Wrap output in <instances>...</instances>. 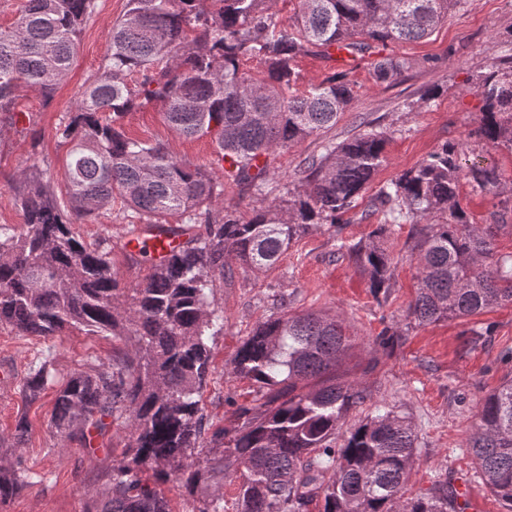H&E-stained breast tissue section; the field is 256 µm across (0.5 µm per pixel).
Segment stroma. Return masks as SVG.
Returning <instances> with one entry per match:
<instances>
[{
    "instance_id": "stroma-1",
    "label": "stroma",
    "mask_w": 512,
    "mask_h": 512,
    "mask_svg": "<svg viewBox=\"0 0 512 512\" xmlns=\"http://www.w3.org/2000/svg\"><path fill=\"white\" fill-rule=\"evenodd\" d=\"M127 0H97L85 23L72 70L51 101L34 92L21 93L17 108L27 121L0 127V224H21L25 216L14 201V178L19 169L48 164L55 184H63L64 152L54 139V128L74 107V94L100 67L109 46L112 26L126 10ZM386 54L409 60L402 81L377 83L370 60L346 66L354 98L335 126L281 152L270 179L286 184L297 178L305 161L323 153L354 133L373 127L386 132L389 141L375 179L382 186L447 142H467L462 166L474 158L497 168L500 185L495 192L460 186V201L476 224H487L492 213L505 211L507 225L495 240L499 255H512V151L470 141L482 106L476 78L487 66L512 55V0H460L447 22L429 37L388 45ZM126 132L143 140L168 144L177 158L207 166L214 158L210 137L187 140L171 130L161 109L149 105L129 114ZM366 201H359L343 224L322 225L298 239L273 268L256 272L236 264L216 303L224 312V331L212 344L211 375L203 390L202 406L208 423L221 426L233 418L237 405L251 402L249 380L229 371V362L256 325L282 312H326L339 317L354 347L338 374L357 382L369 398L350 411L354 424L381 405L396 407L418 436L415 463L404 492L427 489L433 480L448 478L466 488V512H506L489 491L467 451L474 432L479 401L512 378V304L481 315L418 324L408 315L417 286L416 264L411 256V224H395L382 239L393 257L387 296L375 295L367 278L346 257L334 251L335 236L368 241L379 222L366 216ZM132 213L122 201L111 211L76 225L83 240L112 238V265L123 286L135 287L149 266L131 258L123 241L134 226ZM397 330L393 349L379 347L375 339L384 328ZM118 343L67 329L43 340L23 337L0 327V372L9 376L0 385V435L12 436L19 420L28 434L17 448L0 447V466H23L29 485L19 495L0 501V512H85L90 496L105 493L112 458L119 455L129 431L123 422L109 428L101 448H87L62 440L52 424L53 391L35 401H25L19 387L28 368L42 354H50L60 377L77 371L105 367Z\"/></svg>"
}]
</instances>
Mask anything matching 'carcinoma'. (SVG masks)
<instances>
[{"label":"carcinoma","mask_w":512,"mask_h":512,"mask_svg":"<svg viewBox=\"0 0 512 512\" xmlns=\"http://www.w3.org/2000/svg\"><path fill=\"white\" fill-rule=\"evenodd\" d=\"M458 3L300 0L282 24L270 0H127L102 65L55 128L66 150L64 187L56 189L44 169L21 170L16 201L26 224H0V327L44 339L78 328L125 345L107 369L62 380L47 354L21 388L33 401L57 387L53 425L66 440L85 444L90 430L102 436L116 420L130 429L105 497L86 512H171L161 489L169 482L190 496L214 487L192 512H224L218 475L236 483L235 512H464L446 480L404 497L417 436L395 408L355 423L336 446L348 413L368 395L336 377L354 339L333 315L286 312L250 332L230 370L252 382L255 397L237 407L230 425L207 426L200 400L210 343L224 331L215 292L230 264L270 268L313 229L343 223L384 159L385 134L366 130L308 159L294 189L270 182L280 152L336 123L353 100L344 75L285 96L300 79L296 58L377 55L428 36ZM95 9L96 0H24L11 25L0 26L7 122H20V92L53 98ZM250 59L263 64L260 74L243 69ZM408 65L384 56L373 77L395 82ZM477 92L483 105L472 136L512 150V66L480 74ZM148 103L161 105L180 135L211 137L222 176L177 159L161 141L127 136L124 118ZM465 147L442 145L370 199L371 214L383 217L375 236L389 224H412L418 287L408 316L419 323L512 303V255L494 250L501 225L471 223L459 201L462 180L490 192L499 174L478 163L463 170ZM226 184L254 191L260 206L248 220L224 206ZM117 196L139 223L185 234L135 288L122 287L112 268V238L92 244L72 230L112 209ZM336 252L366 275L374 294L390 288L392 258L378 241L340 238ZM477 417L468 451L512 512V379L481 399ZM27 486L25 472L0 470V499Z\"/></svg>","instance_id":"1"}]
</instances>
